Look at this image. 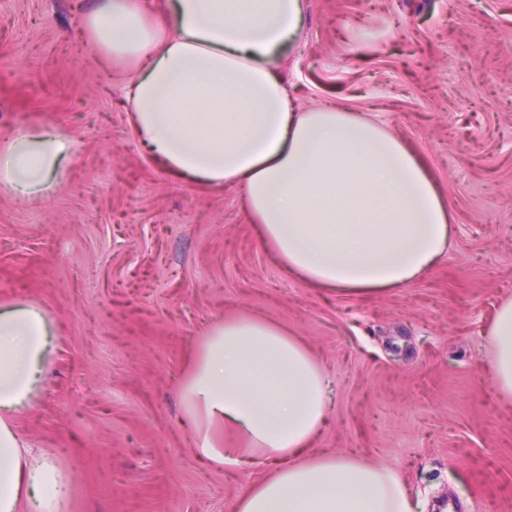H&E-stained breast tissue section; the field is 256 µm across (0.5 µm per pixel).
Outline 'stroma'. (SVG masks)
Returning <instances> with one entry per match:
<instances>
[{"label": "stroma", "instance_id": "obj_1", "mask_svg": "<svg viewBox=\"0 0 512 512\" xmlns=\"http://www.w3.org/2000/svg\"><path fill=\"white\" fill-rule=\"evenodd\" d=\"M97 3L0 0V131L50 122L80 145L49 198L0 191V303H41L58 332L17 426L69 475L68 512H234L262 472L195 456L177 385L207 327L243 316L288 327L329 375L316 453L394 467L428 510L512 512L487 336L512 297V0H305L283 67L300 104L378 115L451 216L421 278L358 293L289 275L237 189L150 158L128 73L88 54Z\"/></svg>", "mask_w": 512, "mask_h": 512}]
</instances>
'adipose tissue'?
I'll return each instance as SVG.
<instances>
[{"label":"adipose tissue","instance_id":"1","mask_svg":"<svg viewBox=\"0 0 512 512\" xmlns=\"http://www.w3.org/2000/svg\"><path fill=\"white\" fill-rule=\"evenodd\" d=\"M304 0H102L84 17L94 53L136 66L131 126L164 169L239 187L261 242L312 288L363 292L420 278L449 247L428 166L381 122L301 108L279 66ZM76 142L19 124L0 141V190L31 200L59 183ZM493 379L512 399V298L488 329ZM55 332L47 310L0 307V512H65L66 476L16 425L39 390ZM328 375L287 327L214 322L178 385L198 458L264 470L235 512H418L398 471L309 456L327 421ZM232 428L244 447L228 444Z\"/></svg>","mask_w":512,"mask_h":512}]
</instances>
